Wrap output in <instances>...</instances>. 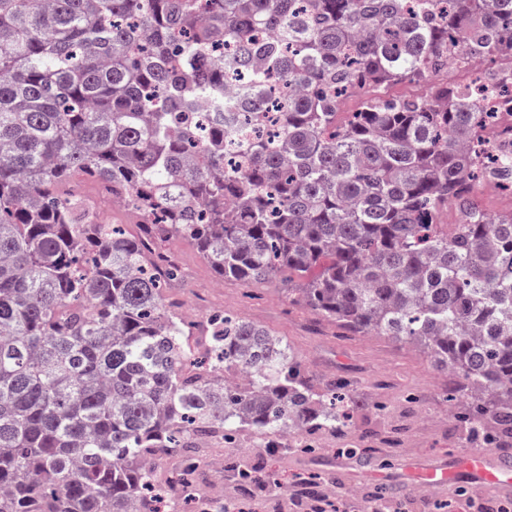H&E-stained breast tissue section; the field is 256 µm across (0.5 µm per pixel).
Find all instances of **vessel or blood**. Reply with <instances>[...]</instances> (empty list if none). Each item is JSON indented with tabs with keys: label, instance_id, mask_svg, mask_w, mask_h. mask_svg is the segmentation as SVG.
<instances>
[{
	"label": "vessel or blood",
	"instance_id": "b4317fda",
	"mask_svg": "<svg viewBox=\"0 0 512 512\" xmlns=\"http://www.w3.org/2000/svg\"><path fill=\"white\" fill-rule=\"evenodd\" d=\"M413 484L439 487L453 482L512 488V461L488 448H468L458 455L454 465L440 462L415 472Z\"/></svg>",
	"mask_w": 512,
	"mask_h": 512
}]
</instances>
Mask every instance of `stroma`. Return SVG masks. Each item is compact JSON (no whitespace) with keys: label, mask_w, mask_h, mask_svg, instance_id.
<instances>
[{"label":"stroma","mask_w":512,"mask_h":512,"mask_svg":"<svg viewBox=\"0 0 512 512\" xmlns=\"http://www.w3.org/2000/svg\"><path fill=\"white\" fill-rule=\"evenodd\" d=\"M159 250L179 267L164 295L179 310H193L194 334L217 312L264 326L283 338L313 384L340 383L358 400L342 433H302V441L316 447L312 454L270 453L266 441L248 431L230 447L213 440L201 455L196 483L219 506L229 512H306L295 493L310 477L340 512H366L372 492L380 489L391 491L385 505L396 512H440L444 503L451 512H476L480 506L497 512L498 505L512 502V490H477L466 483L426 489L409 481L410 465L444 462L478 445L460 421L470 407L467 398L448 397L456 377L424 350L388 336L353 334L322 319L300 298L286 295L287 276L263 284L222 281L190 240L171 236ZM351 442L372 449L371 458L339 454ZM243 453L261 467L247 490L230 467Z\"/></svg>","instance_id":"stroma-1"}]
</instances>
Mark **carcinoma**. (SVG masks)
<instances>
[{"instance_id":"carcinoma-1","label":"carcinoma","mask_w":512,"mask_h":512,"mask_svg":"<svg viewBox=\"0 0 512 512\" xmlns=\"http://www.w3.org/2000/svg\"><path fill=\"white\" fill-rule=\"evenodd\" d=\"M227 44L249 71L236 98ZM450 59L512 61V0H0V512H167V486L226 512L193 483L202 441L343 430L338 385L270 330L218 313L195 351L162 295L178 268L150 259L169 235L223 280L287 270L322 317L424 348L462 379L470 434L502 447L512 212L486 220L476 190H512V132L433 80ZM271 72L296 92L271 96ZM405 81L426 95L378 96ZM76 175L145 234L99 223L61 189Z\"/></svg>"}]
</instances>
